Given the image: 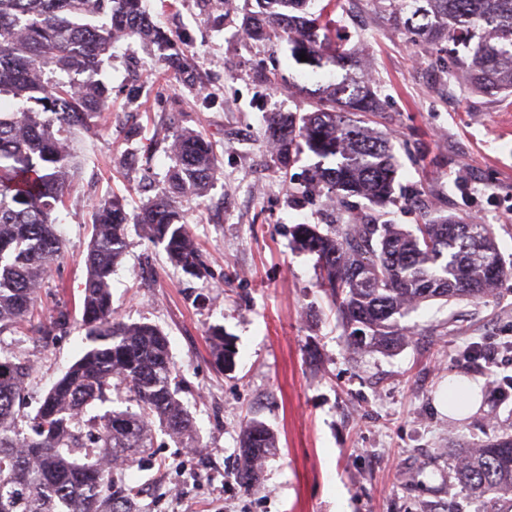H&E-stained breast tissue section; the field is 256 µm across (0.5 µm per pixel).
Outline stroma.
Instances as JSON below:
<instances>
[{"label": "stroma", "mask_w": 512, "mask_h": 512, "mask_svg": "<svg viewBox=\"0 0 512 512\" xmlns=\"http://www.w3.org/2000/svg\"><path fill=\"white\" fill-rule=\"evenodd\" d=\"M141 2L175 39L181 65L131 37L113 42L97 75L109 107L75 134L70 199L54 213L63 256L38 292L35 318L0 331V358L28 366L17 410L34 413L92 346L81 322L84 258L92 209L115 193L128 221L112 305L119 320L166 335L172 387L207 449L186 454L183 441L154 428L150 452L115 475L134 487L140 512H336L340 499L349 512H485L458 482L454 455L512 437V363L480 357L512 342V277L481 300L422 303L401 320L410 329L403 346L355 353L292 229L478 219L512 263V103L450 74L447 49L413 41L373 0H338L336 35L379 90L369 125L389 136L399 161L395 202L380 208L312 180V153L283 167L268 150L269 114L312 111L316 84L288 42L273 48L246 35V0L229 10L223 0ZM186 131L212 143L217 168L204 194L173 202L198 244V276L175 267L137 223L166 188L171 146ZM62 308L66 328L43 338L38 324ZM214 325L235 346L232 366L211 356ZM463 377L483 379L482 404L454 420L436 399ZM249 421L272 431L276 449L260 487L247 492L235 472Z\"/></svg>", "instance_id": "stroma-1"}]
</instances>
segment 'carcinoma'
<instances>
[{
    "instance_id": "carcinoma-1",
    "label": "carcinoma",
    "mask_w": 512,
    "mask_h": 512,
    "mask_svg": "<svg viewBox=\"0 0 512 512\" xmlns=\"http://www.w3.org/2000/svg\"><path fill=\"white\" fill-rule=\"evenodd\" d=\"M246 16L249 38L267 41L278 32L318 70L334 66L341 79L317 88L314 111L275 112L268 118L274 154L290 164L301 146L334 166L318 165L316 180L336 193L361 195L378 207L392 201L397 161L388 137L352 119L380 107L357 60L345 49L326 56L334 20L326 0H257ZM381 13L420 41L453 44L455 69L475 90L507 100L512 95V0H375ZM151 27L140 0H0V331L24 318L44 279L63 253L52 213L65 204L74 168L71 135L106 110L103 84L81 85L69 76L102 67L120 32L144 36ZM465 45L464 53L457 45ZM169 173L174 194L201 193L214 179L213 148L184 133L174 142ZM124 199L112 196L95 208L85 257L82 322L96 346L86 350L44 396L36 413L15 410L28 367L0 359V512H134V490L111 486L108 463L134 462L152 446L151 423L170 436L192 438V420L171 388L174 369L166 335L151 324L114 317L110 282L125 251ZM139 223L146 237L165 244L172 262L199 274V252L169 197L147 204ZM299 247L317 256L318 286L330 297L355 350L389 352L408 335L400 324L409 310L430 300L480 299L512 275L490 225L429 219L408 232L394 224H357L323 234L297 224ZM209 339L216 361L231 355L224 327ZM124 384L139 411L88 415L108 400L112 380ZM26 423L29 432L20 428ZM275 450L261 422L246 426L240 443L237 483L254 490L261 462ZM459 482L478 498L512 495V438H495L462 452Z\"/></svg>"
}]
</instances>
